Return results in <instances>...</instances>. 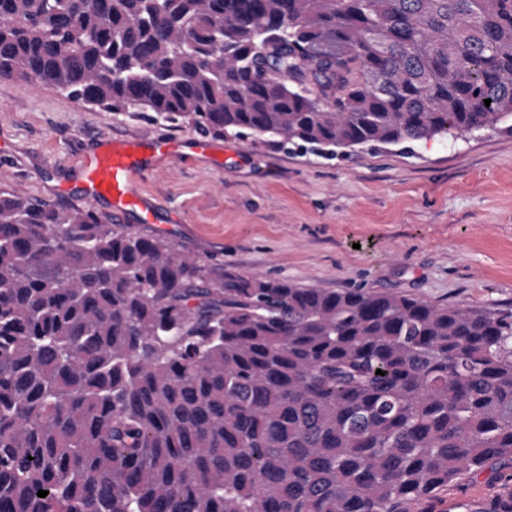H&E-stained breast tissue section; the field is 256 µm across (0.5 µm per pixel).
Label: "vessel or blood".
<instances>
[{
    "mask_svg": "<svg viewBox=\"0 0 512 512\" xmlns=\"http://www.w3.org/2000/svg\"><path fill=\"white\" fill-rule=\"evenodd\" d=\"M175 157L179 142L159 136L140 142L112 140L102 144L82 165L84 195L91 201L108 200L114 213L130 209L141 212L143 223H152L154 213L133 190V184L146 169L145 153Z\"/></svg>",
    "mask_w": 512,
    "mask_h": 512,
    "instance_id": "b4317fda",
    "label": "vessel or blood"
}]
</instances>
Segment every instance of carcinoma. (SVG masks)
Returning <instances> with one entry per match:
<instances>
[{"label":"carcinoma","mask_w":512,"mask_h":512,"mask_svg":"<svg viewBox=\"0 0 512 512\" xmlns=\"http://www.w3.org/2000/svg\"><path fill=\"white\" fill-rule=\"evenodd\" d=\"M14 79L325 157L454 142L512 131V0H0ZM489 468L465 512H512V312L0 191V512H438ZM496 490L494 481L489 478L488 473H484L478 479H466L458 487L448 489V495L445 502L439 509L447 510L443 512H459L461 509H455V505L462 501H482L488 498Z\"/></svg>","instance_id":"cac0c4a2"}]
</instances>
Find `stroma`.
Listing matches in <instances>:
<instances>
[{"instance_id": "obj_1", "label": "stroma", "mask_w": 512, "mask_h": 512, "mask_svg": "<svg viewBox=\"0 0 512 512\" xmlns=\"http://www.w3.org/2000/svg\"><path fill=\"white\" fill-rule=\"evenodd\" d=\"M152 134L183 153L149 161L134 190L154 221L126 211L131 229L304 288L512 311V133L503 130L324 158L153 112L85 107L18 79L0 82V191L85 205L82 161L102 140ZM201 139L211 152L195 150Z\"/></svg>"}]
</instances>
